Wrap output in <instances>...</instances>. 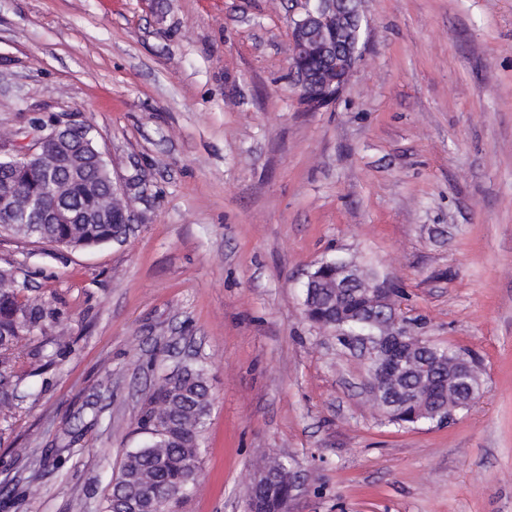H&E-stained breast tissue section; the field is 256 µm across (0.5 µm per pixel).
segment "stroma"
Masks as SVG:
<instances>
[{
	"label": "stroma",
	"instance_id": "1",
	"mask_svg": "<svg viewBox=\"0 0 512 512\" xmlns=\"http://www.w3.org/2000/svg\"><path fill=\"white\" fill-rule=\"evenodd\" d=\"M295 10L0 0V140L85 124L114 178L141 179L124 243L0 235V267L59 314L24 346L0 512H103L187 356L213 405L175 512H245L279 457L304 481L293 512H512V0H365L362 56L319 112L290 80ZM336 259L479 359L468 410L401 428L373 406L364 360L304 314L308 273Z\"/></svg>",
	"mask_w": 512,
	"mask_h": 512
}]
</instances>
